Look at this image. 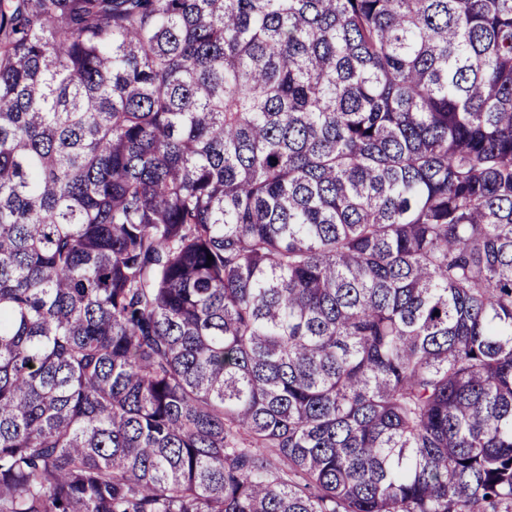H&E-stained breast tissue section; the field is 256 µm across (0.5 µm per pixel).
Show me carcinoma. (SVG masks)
Masks as SVG:
<instances>
[{"label":"carcinoma","mask_w":512,"mask_h":512,"mask_svg":"<svg viewBox=\"0 0 512 512\" xmlns=\"http://www.w3.org/2000/svg\"><path fill=\"white\" fill-rule=\"evenodd\" d=\"M0 512H512V0H0Z\"/></svg>","instance_id":"cac0c4a2"}]
</instances>
